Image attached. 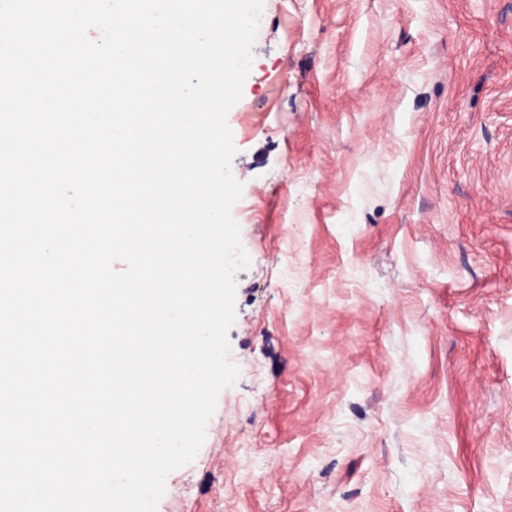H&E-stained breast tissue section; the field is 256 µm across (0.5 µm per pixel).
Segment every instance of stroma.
I'll return each instance as SVG.
<instances>
[{
    "label": "stroma",
    "instance_id": "1",
    "mask_svg": "<svg viewBox=\"0 0 512 512\" xmlns=\"http://www.w3.org/2000/svg\"><path fill=\"white\" fill-rule=\"evenodd\" d=\"M224 388L157 512H512V0H264Z\"/></svg>",
    "mask_w": 512,
    "mask_h": 512
}]
</instances>
